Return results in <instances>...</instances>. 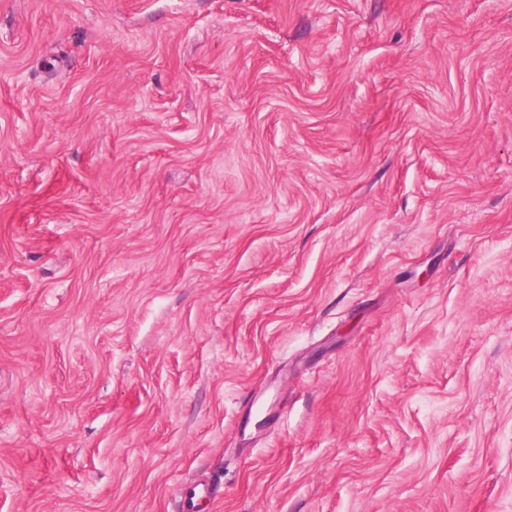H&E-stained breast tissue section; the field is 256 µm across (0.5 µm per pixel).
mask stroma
<instances>
[{
    "instance_id": "stroma-1",
    "label": "stroma",
    "mask_w": 512,
    "mask_h": 512,
    "mask_svg": "<svg viewBox=\"0 0 512 512\" xmlns=\"http://www.w3.org/2000/svg\"><path fill=\"white\" fill-rule=\"evenodd\" d=\"M193 485L512 512V0H0V512Z\"/></svg>"
}]
</instances>
